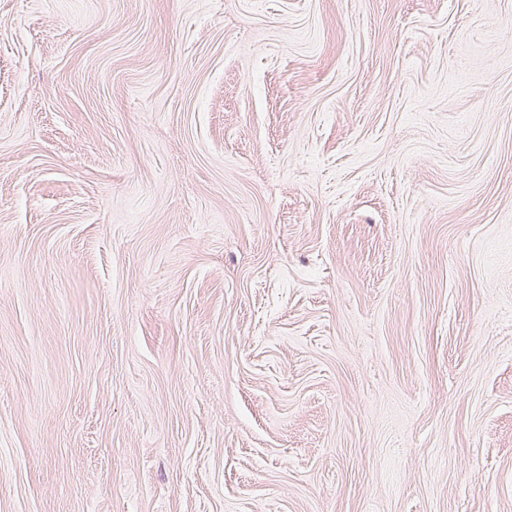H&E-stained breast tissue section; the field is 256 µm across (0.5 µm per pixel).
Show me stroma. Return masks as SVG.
<instances>
[{
	"instance_id": "35a3bbf8",
	"label": "stroma",
	"mask_w": 512,
	"mask_h": 512,
	"mask_svg": "<svg viewBox=\"0 0 512 512\" xmlns=\"http://www.w3.org/2000/svg\"><path fill=\"white\" fill-rule=\"evenodd\" d=\"M0 512H512V0H0Z\"/></svg>"
}]
</instances>
